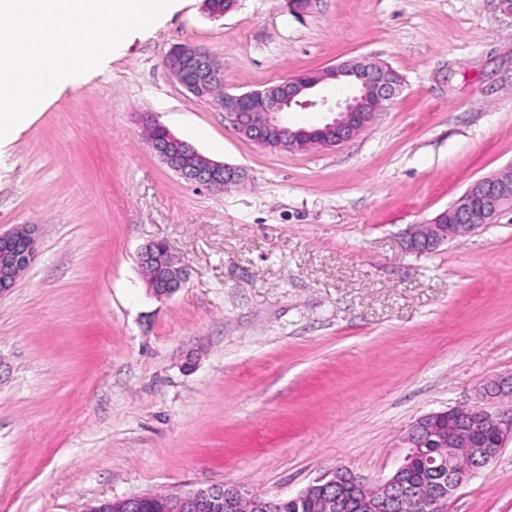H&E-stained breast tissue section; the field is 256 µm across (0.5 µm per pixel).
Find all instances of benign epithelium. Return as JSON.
Returning a JSON list of instances; mask_svg holds the SVG:
<instances>
[{
    "instance_id": "7a95c632",
    "label": "benign epithelium",
    "mask_w": 512,
    "mask_h": 512,
    "mask_svg": "<svg viewBox=\"0 0 512 512\" xmlns=\"http://www.w3.org/2000/svg\"><path fill=\"white\" fill-rule=\"evenodd\" d=\"M169 74L187 91L202 97L215 79L209 65V52L196 46L190 51L172 52L164 63ZM343 77L351 89L345 99L328 105V99L319 95V87L332 84ZM400 86L399 81L387 76L385 68L372 63L345 61L326 68L321 77L304 76L290 79L274 87H266L249 93L225 94L222 107L226 118L239 135L260 146L274 139L284 137L290 140L306 138L312 133L322 137L326 144L335 147L353 138L359 130L368 125L383 103L393 98ZM323 108L331 117L322 127L308 132L286 125L281 114L293 108ZM152 151L181 178L188 183L215 191L220 187L241 178V172L222 162L207 160L201 167L180 166L173 161L168 147L163 142L151 143ZM512 177V166H505L496 177L475 180L467 191L455 202L453 221L456 224H491L500 213V202L507 178ZM0 240L9 242V247L0 249V295L14 288L17 278L15 271L19 264L34 258L37 252V238L34 232L21 233L14 230L0 234ZM189 272L180 268L179 275L161 282L160 298H169L187 282ZM512 379L503 377L480 388L479 406L483 414L480 424L496 431L499 444L496 448H472L463 452L457 462V473L471 475L492 462L512 436V400L499 394L508 389ZM436 412L419 417L402 439L405 448L398 466L388 476L366 480L359 474L353 477L360 483L363 497L357 503L363 512H404L411 503H416L422 512H447L450 492L436 491L425 496L416 491L404 490L403 475L413 458L416 439L424 434L428 439L442 441L437 431L429 428L427 422ZM346 467L338 465L317 477L299 495H315L329 498L337 483V476ZM167 507L169 512H238L241 505L228 497L221 488L191 490L184 493H171Z\"/></svg>"
}]
</instances>
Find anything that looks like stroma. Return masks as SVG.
I'll list each match as a JSON object with an SVG mask.
<instances>
[{"label": "stroma", "mask_w": 512, "mask_h": 512, "mask_svg": "<svg viewBox=\"0 0 512 512\" xmlns=\"http://www.w3.org/2000/svg\"><path fill=\"white\" fill-rule=\"evenodd\" d=\"M217 54L242 94L352 59L399 92L352 140L276 151L164 68ZM152 118L241 168L224 192L151 150ZM512 163V15L499 0H180L0 147V233L38 252L0 295V512L236 486L298 494L331 466L376 478L422 415L512 376V208L407 251L475 180ZM167 243L190 279L158 298ZM512 512V438L448 502ZM155 253L156 258L152 263L142 265V268L147 275L149 286L156 278L162 275L172 276L178 270V267L170 252L162 249H156Z\"/></svg>", "instance_id": "stroma-1"}]
</instances>
